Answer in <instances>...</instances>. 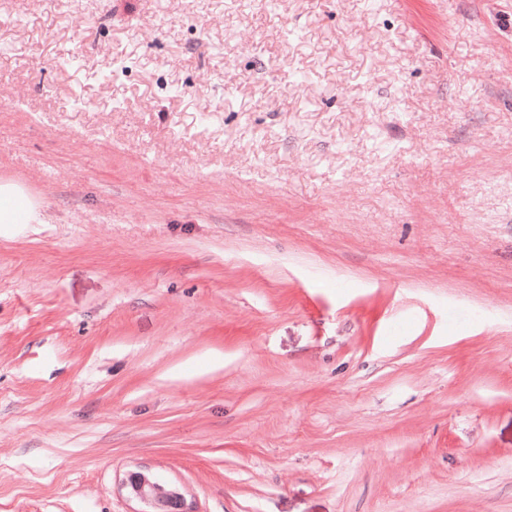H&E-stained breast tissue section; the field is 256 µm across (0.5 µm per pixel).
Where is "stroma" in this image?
Instances as JSON below:
<instances>
[{
    "label": "stroma",
    "instance_id": "1",
    "mask_svg": "<svg viewBox=\"0 0 512 512\" xmlns=\"http://www.w3.org/2000/svg\"><path fill=\"white\" fill-rule=\"evenodd\" d=\"M0 512H512V0H0Z\"/></svg>",
    "mask_w": 512,
    "mask_h": 512
}]
</instances>
